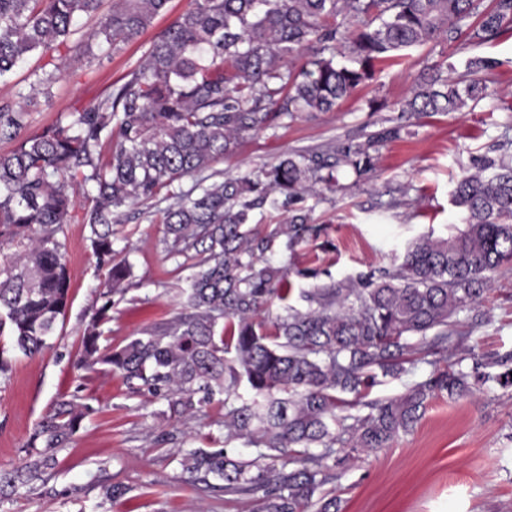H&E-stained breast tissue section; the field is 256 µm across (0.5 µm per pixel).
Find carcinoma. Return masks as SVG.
Segmentation results:
<instances>
[{
  "label": "carcinoma",
  "instance_id": "1",
  "mask_svg": "<svg viewBox=\"0 0 512 512\" xmlns=\"http://www.w3.org/2000/svg\"><path fill=\"white\" fill-rule=\"evenodd\" d=\"M169 0H116L75 47L94 59L128 43L166 12ZM190 0L149 46L143 62L108 94L0 154V334L26 356L41 353L65 315L71 276L59 235L75 218L70 191L94 193L81 223L107 270V291L81 340L77 366H109L126 383L189 413L224 408V445L187 451L194 482L211 476L224 494L256 496V512H340L323 488L360 453L388 448L422 419L439 393L460 397L494 381L512 387V354L427 359L428 349L461 342L459 313L479 304L494 276L512 266V163L477 160L452 202L465 228L426 236L400 264L299 289L275 262L319 228L297 203L335 172L375 170V146L400 137L410 115L457 111L486 95L498 62L473 56L465 73L435 64L398 104L392 125L361 143L294 153L256 174L203 175L256 132L305 112H333L407 48L482 42L512 23V0ZM101 0H0V78L36 52L67 45L74 20L95 16ZM307 54L297 66L294 60ZM349 58L341 65L336 57ZM24 110L0 105V139H16ZM187 193L164 210L168 254L194 269L179 288L183 311L124 345L100 349L112 294L132 276L114 260L112 225L120 209L147 205L189 175ZM269 206L288 213L274 226L251 223ZM420 364L426 379L385 400L368 399L378 377ZM504 371L492 373L490 369ZM97 412L65 397L38 425L44 449L23 471H0V492L39 478L82 420Z\"/></svg>",
  "mask_w": 512,
  "mask_h": 512
}]
</instances>
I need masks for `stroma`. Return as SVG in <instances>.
Listing matches in <instances>:
<instances>
[{
    "mask_svg": "<svg viewBox=\"0 0 512 512\" xmlns=\"http://www.w3.org/2000/svg\"><path fill=\"white\" fill-rule=\"evenodd\" d=\"M188 5L189 0H170L143 35L100 60L72 48L33 55L0 80V103H23L28 135L66 120L135 68L149 42ZM471 56L498 62L484 99L414 120L400 139L379 145L371 178L342 168L335 191L306 196L310 221L322 230L288 264L317 277L294 279V288L391 267L423 235L445 237L464 228L465 213L451 202L456 180L473 172L481 157H512V25L487 42L408 49L401 62L380 65L336 111L306 113L253 134L215 163L223 175L245 174L287 153L322 151L346 137L366 140L386 127L393 107L426 66L444 62L460 72ZM38 69L57 78L35 93ZM372 99L385 102V109L369 111ZM165 207L160 201L124 208L122 223L114 227L116 257L128 260L133 274L125 293L114 297L102 344L122 345L181 310L177 290L190 271L176 269L167 254ZM88 235L75 219L60 236L71 299L43 352L24 356L11 337L0 336L8 361L0 373V470H19L30 461V438L59 396L90 399L96 412L58 450L41 479L0 493V512H253L249 496L189 482L183 470L187 450L223 440L221 409L190 418L174 413L164 398L132 390L118 375L78 369L81 338L105 289V271L97 266ZM480 310L486 321L478 326L471 312L459 315L466 347L512 352V270L494 276ZM113 485L123 486L124 494L109 497L106 490ZM334 487L343 512H512V388L490 382L457 399L432 400L411 433L348 464Z\"/></svg>",
    "mask_w": 512,
    "mask_h": 512,
    "instance_id": "1",
    "label": "stroma"
}]
</instances>
